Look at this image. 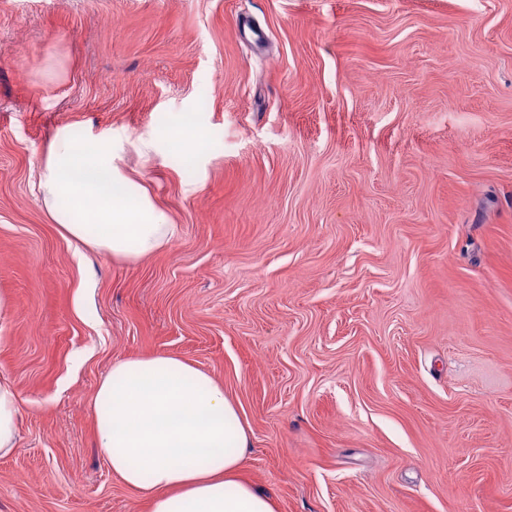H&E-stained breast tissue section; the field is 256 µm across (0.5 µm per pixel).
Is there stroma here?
<instances>
[{"instance_id": "stroma-1", "label": "stroma", "mask_w": 512, "mask_h": 512, "mask_svg": "<svg viewBox=\"0 0 512 512\" xmlns=\"http://www.w3.org/2000/svg\"><path fill=\"white\" fill-rule=\"evenodd\" d=\"M61 129L148 142L167 249L78 256ZM0 295V512H148L92 399L157 352L223 385L277 512H512V0H0ZM18 415L16 390L7 377L0 376V455L16 449Z\"/></svg>"}]
</instances>
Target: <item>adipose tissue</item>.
<instances>
[{
    "label": "adipose tissue",
    "mask_w": 512,
    "mask_h": 512,
    "mask_svg": "<svg viewBox=\"0 0 512 512\" xmlns=\"http://www.w3.org/2000/svg\"><path fill=\"white\" fill-rule=\"evenodd\" d=\"M114 144L58 133L43 156L40 189L66 237L140 259L165 247L176 227L114 160ZM98 446L113 473L150 512H276L239 477L250 428L224 387L164 352L121 360L93 398ZM18 395L0 376V455L14 451Z\"/></svg>",
    "instance_id": "ef3b65f1"
}]
</instances>
